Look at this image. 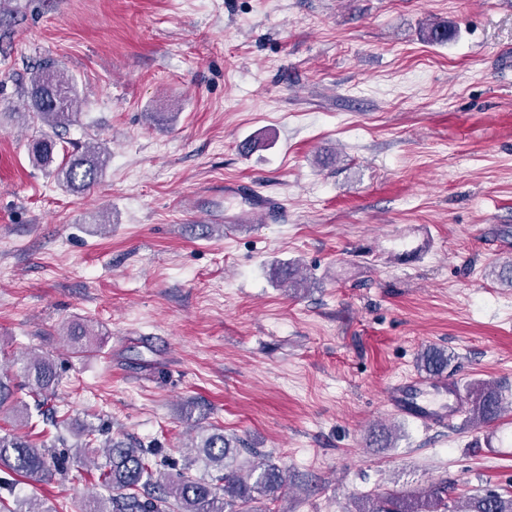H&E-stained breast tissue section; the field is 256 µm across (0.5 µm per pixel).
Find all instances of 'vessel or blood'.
<instances>
[{
  "label": "vessel or blood",
  "mask_w": 512,
  "mask_h": 512,
  "mask_svg": "<svg viewBox=\"0 0 512 512\" xmlns=\"http://www.w3.org/2000/svg\"><path fill=\"white\" fill-rule=\"evenodd\" d=\"M224 196L246 199L248 213L261 215L264 219L270 220L276 215V202L252 193L241 184H225ZM385 402L391 411L426 426L446 423L448 418L465 408L455 386L449 385L443 376L428 374H415L390 386L385 393Z\"/></svg>",
  "instance_id": "obj_1"
}]
</instances>
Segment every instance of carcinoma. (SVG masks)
<instances>
[{
  "instance_id": "cac0c4a2",
  "label": "carcinoma",
  "mask_w": 512,
  "mask_h": 512,
  "mask_svg": "<svg viewBox=\"0 0 512 512\" xmlns=\"http://www.w3.org/2000/svg\"><path fill=\"white\" fill-rule=\"evenodd\" d=\"M30 104L22 112L8 116L19 121L42 123L50 129L29 143L33 165L51 174L67 191H88L102 177L110 153L89 144L81 152H72L55 162L60 131L73 126L80 115V98L72 76L59 67L46 64L32 73L27 88ZM65 336L76 352L91 350L88 326H69ZM421 366L430 372L448 367V353L438 348L426 349ZM16 374L0 375V414L19 424L30 420L28 404L17 396L28 390L30 396L47 399L58 384L57 365L50 355H32L17 359ZM468 422L474 426L499 418L512 403L495 385L477 383L469 387ZM103 428L88 423L77 432L72 458L78 463L94 462L99 470V485L107 492L89 502V512H249L245 505L253 494H274L284 486L282 470L252 448L242 449L224 432L200 433L194 447L198 452L186 454L182 469L174 474L161 471L148 448L133 446L123 440H101ZM253 456L248 474L242 473L239 457ZM202 463L206 474L193 476L191 471ZM64 470L65 460L48 457V449L37 448L15 433L0 434V467L25 478L40 481L50 466ZM254 482H249V479ZM0 512H49L35 497L17 501L13 508L0 499ZM351 512H512V492H485L453 497L448 485L432 486L412 494L401 488L386 489L355 501Z\"/></svg>"
}]
</instances>
